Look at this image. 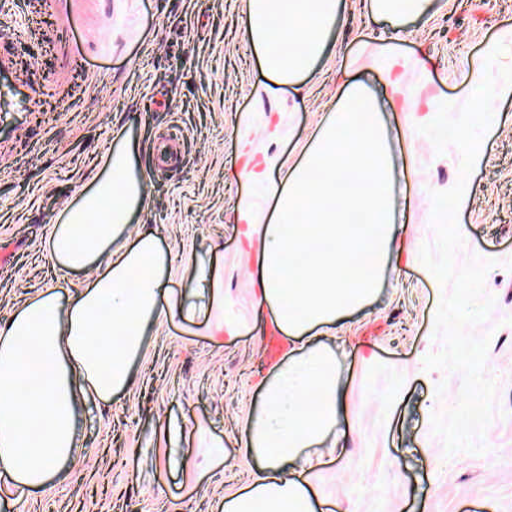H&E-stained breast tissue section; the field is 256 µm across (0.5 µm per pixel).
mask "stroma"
Returning <instances> with one entry per match:
<instances>
[{"mask_svg": "<svg viewBox=\"0 0 512 512\" xmlns=\"http://www.w3.org/2000/svg\"><path fill=\"white\" fill-rule=\"evenodd\" d=\"M338 4L334 49L291 86L246 37L247 0H92L79 66L57 43L58 17L29 0L0 15V55L41 89L34 101L0 92V323L60 278L41 258L52 226L118 135L148 192L133 226L157 235L162 283L182 305L148 325L127 389L78 406L80 467L24 494L1 473L0 512H224L249 479L244 424L261 384L291 355L286 341L276 359L261 353L276 329L253 289L248 231L275 220L290 170L355 85L375 99L393 163L397 248L376 299L313 333L336 355L343 408L305 480L320 512H512V96L493 101L457 216L455 264L488 263L494 299L468 329L488 338L497 387L476 453L447 454L431 425L463 376L425 366L445 348L434 316L451 288L419 251L436 240L432 194L457 182L461 155L418 131L440 104L462 107L489 42L512 67V0H432L400 39L365 0Z\"/></svg>", "mask_w": 512, "mask_h": 512, "instance_id": "1", "label": "stroma"}]
</instances>
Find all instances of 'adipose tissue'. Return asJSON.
<instances>
[{"mask_svg": "<svg viewBox=\"0 0 512 512\" xmlns=\"http://www.w3.org/2000/svg\"><path fill=\"white\" fill-rule=\"evenodd\" d=\"M336 0H248L245 34L276 84L293 83L331 50ZM393 167L371 96L352 90L335 122L293 168L277 220L259 226L261 299L296 342L371 301L395 248ZM127 148L107 151L103 174L54 224L47 258L64 271L97 266L88 284H55L0 324V472L27 491L43 487L84 448L75 406L110 400L129 381L145 324L176 316L163 288L154 232L115 247L147 206ZM248 419L247 455L258 469L247 491L225 495L224 512H311L298 480L302 449L319 443L341 407L336 359L320 347L291 357L263 387Z\"/></svg>", "mask_w": 512, "mask_h": 512, "instance_id": "obj_1", "label": "adipose tissue"}]
</instances>
